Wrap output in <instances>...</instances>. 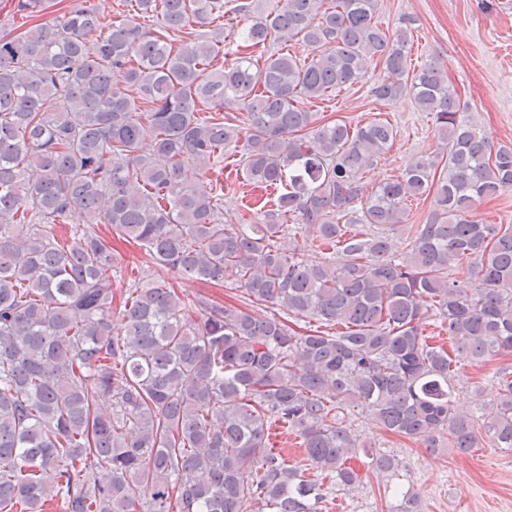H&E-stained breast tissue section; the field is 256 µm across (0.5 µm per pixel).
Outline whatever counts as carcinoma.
I'll use <instances>...</instances> for the list:
<instances>
[{
    "mask_svg": "<svg viewBox=\"0 0 512 512\" xmlns=\"http://www.w3.org/2000/svg\"><path fill=\"white\" fill-rule=\"evenodd\" d=\"M0 1L33 22L0 29V512H321L363 479L349 410L425 448L512 451L511 366L493 371V400L474 391L476 412L453 404L461 360L512 356V225L472 217L512 189V147L484 137L445 71H410L408 29L374 22L378 0H281L244 42L295 40L307 60L230 65L211 28L222 0H128L166 32L197 29L177 48L90 0ZM373 66L377 99L434 115L437 149L366 192L359 172L393 127L309 104ZM229 152L250 184L285 188L248 224L224 223L207 180ZM424 195L429 220L406 223ZM102 224L160 270L234 281L272 312L186 301L163 275L115 303ZM286 233L329 256L304 262ZM275 426L310 472L268 447Z\"/></svg>",
    "mask_w": 512,
    "mask_h": 512,
    "instance_id": "carcinoma-1",
    "label": "carcinoma"
}]
</instances>
